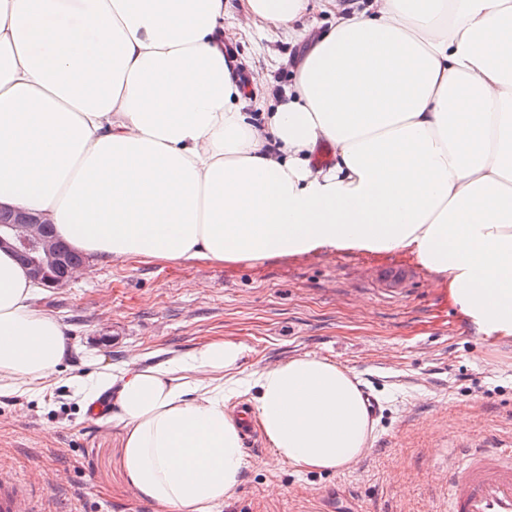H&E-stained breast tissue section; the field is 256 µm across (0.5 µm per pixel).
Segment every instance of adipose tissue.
I'll return each mask as SVG.
<instances>
[{
  "label": "adipose tissue",
  "instance_id": "adipose-tissue-1",
  "mask_svg": "<svg viewBox=\"0 0 512 512\" xmlns=\"http://www.w3.org/2000/svg\"><path fill=\"white\" fill-rule=\"evenodd\" d=\"M239 9L301 48L276 94L242 77L224 0H0V205L111 259L404 252L479 330L512 336V0ZM313 10L327 27H298ZM37 293L0 250V396L54 379L70 352ZM243 356L211 341L80 381L155 512H221L237 495L246 459L227 405L243 395L277 462L338 472L366 451L357 375L310 355L248 370Z\"/></svg>",
  "mask_w": 512,
  "mask_h": 512
}]
</instances>
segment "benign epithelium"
Segmentation results:
<instances>
[{
  "mask_svg": "<svg viewBox=\"0 0 512 512\" xmlns=\"http://www.w3.org/2000/svg\"><path fill=\"white\" fill-rule=\"evenodd\" d=\"M43 217L26 212L0 213V248L22 257L23 265L38 284L51 289L66 287L81 264L70 262L72 248L47 228Z\"/></svg>",
  "mask_w": 512,
  "mask_h": 512,
  "instance_id": "benign-epithelium-1",
  "label": "benign epithelium"
}]
</instances>
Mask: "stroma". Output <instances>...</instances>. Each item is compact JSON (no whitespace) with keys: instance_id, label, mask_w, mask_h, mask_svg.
I'll use <instances>...</instances> for the list:
<instances>
[{"instance_id":"stroma-1","label":"stroma","mask_w":512,"mask_h":512,"mask_svg":"<svg viewBox=\"0 0 512 512\" xmlns=\"http://www.w3.org/2000/svg\"><path fill=\"white\" fill-rule=\"evenodd\" d=\"M232 50L274 92L297 54L284 36H245ZM36 305L74 349L61 382L0 397V465L40 487L51 512H154L125 483L120 431L84 413L69 379L133 351L152 358L208 340L241 343L248 368L329 359L353 371L373 401L369 448L349 470L274 462L264 439L258 466L244 469L223 512H447L449 449L512 445V337L479 332L404 253L224 264L95 257L68 287L41 289Z\"/></svg>"}]
</instances>
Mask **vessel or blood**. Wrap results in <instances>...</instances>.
<instances>
[{
  "label": "vessel or blood",
  "instance_id": "b4317fda",
  "mask_svg": "<svg viewBox=\"0 0 512 512\" xmlns=\"http://www.w3.org/2000/svg\"><path fill=\"white\" fill-rule=\"evenodd\" d=\"M448 512H512V448H454ZM0 512H43L42 497L0 467Z\"/></svg>",
  "mask_w": 512,
  "mask_h": 512
}]
</instances>
